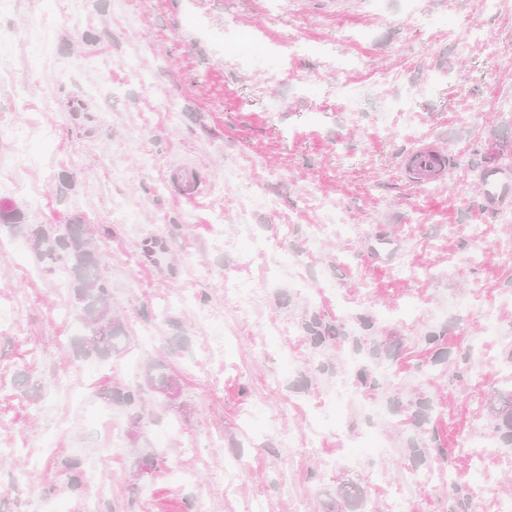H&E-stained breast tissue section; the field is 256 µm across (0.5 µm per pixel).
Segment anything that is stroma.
I'll list each match as a JSON object with an SVG mask.
<instances>
[{
	"label": "stroma",
	"mask_w": 512,
	"mask_h": 512,
	"mask_svg": "<svg viewBox=\"0 0 512 512\" xmlns=\"http://www.w3.org/2000/svg\"><path fill=\"white\" fill-rule=\"evenodd\" d=\"M70 8L71 0H17L0 19L20 30L41 16L53 23L49 52L34 38L13 48L0 126L54 132L42 167L29 171L11 168V145L0 138V176L22 187L8 201L23 223L79 218L96 227L128 338L103 361L73 355L81 325L69 294L33 252L17 258L0 229V306L18 309L16 324L0 323V446L12 451L0 458V512H82L91 490H71L62 471L75 458L94 462L110 485L105 512H186L198 497L208 512H243L256 501L264 512H294L298 499L307 512H328L340 479L373 486L369 503L385 512L383 494L413 464L404 414L368 421L387 458L352 464L330 435L327 465L287 454L254 413L285 408L284 429L307 438L335 378L314 377L321 357L302 324L314 313L339 319L340 296L352 313L345 326L371 315L379 335L397 341L394 363L406 371L433 357L419 336L445 327L440 372L403 388L440 396L436 423L449 447L489 430V400L512 377L460 385L452 376L482 326L479 314L456 309L473 290L502 300L499 329L512 340V223L498 220L512 203L486 207L474 179L485 168L512 169V12L481 0H87L75 19ZM464 18L479 35L465 54L449 34ZM126 61L147 81L132 79ZM385 72L398 83H381ZM339 79L361 87L357 104L328 94ZM44 95L55 111L40 110ZM166 102L178 106L176 121L162 112ZM430 143L456 170L448 181L412 183L404 162ZM181 168L201 183L195 199L171 179ZM216 180L223 195L210 190ZM250 192L278 198V211L256 209L249 219L302 266L277 268L269 253L244 261L227 247ZM118 197L133 223H113ZM328 214L336 222L321 229ZM473 224L486 226V242L470 237ZM156 238L165 252L152 260L142 245ZM403 257L414 276L396 275ZM228 277L256 291L248 318L224 293ZM326 281L335 294L318 295ZM63 307L68 317H58ZM442 308L447 316L437 317ZM288 349L299 364L284 376L278 354ZM152 363L176 379L179 395L146 392L136 423L107 392L142 384ZM58 374L69 375L67 391L55 389ZM45 443L52 453L23 485H10ZM243 452L252 468L226 491L224 461ZM148 458L159 465L139 476ZM285 475L289 497L279 488Z\"/></svg>",
	"instance_id": "35a3bbf8"
}]
</instances>
